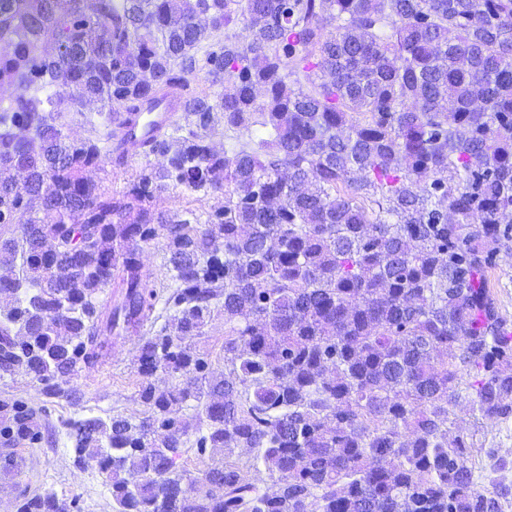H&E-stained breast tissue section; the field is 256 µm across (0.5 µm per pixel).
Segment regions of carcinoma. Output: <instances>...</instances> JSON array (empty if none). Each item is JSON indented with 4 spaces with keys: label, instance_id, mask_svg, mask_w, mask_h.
Here are the masks:
<instances>
[{
    "label": "carcinoma",
    "instance_id": "1",
    "mask_svg": "<svg viewBox=\"0 0 512 512\" xmlns=\"http://www.w3.org/2000/svg\"><path fill=\"white\" fill-rule=\"evenodd\" d=\"M3 85L0 378L57 395L138 338L145 418L69 422L112 512H500L512 491L476 489L448 422L463 391L512 419L490 283L512 258V0H0ZM85 100L101 122L73 139ZM163 104L181 121L150 122ZM134 154L119 191L84 176ZM170 189L223 203L170 215ZM160 237L165 280L140 259ZM218 316L221 372L190 343ZM36 414L0 403V443H42ZM16 512L82 505L22 489Z\"/></svg>",
    "mask_w": 512,
    "mask_h": 512
}]
</instances>
